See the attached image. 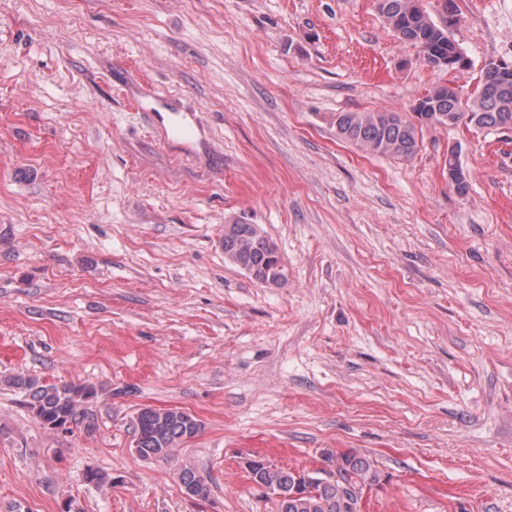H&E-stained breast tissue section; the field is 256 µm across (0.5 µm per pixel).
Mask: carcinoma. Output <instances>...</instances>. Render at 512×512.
<instances>
[{
  "label": "carcinoma",
  "instance_id": "obj_1",
  "mask_svg": "<svg viewBox=\"0 0 512 512\" xmlns=\"http://www.w3.org/2000/svg\"><path fill=\"white\" fill-rule=\"evenodd\" d=\"M380 14L395 36L418 48L423 60L431 65L447 60L445 67L460 72L468 65L458 66L453 57L457 44L448 31L460 22L455 0L449 18L436 21L421 5L420 0H381ZM457 116L455 125H471L488 132L512 123V70L499 72L495 61L483 67L482 84L468 102L453 86L436 85L413 108L412 116L400 112H338V138L373 154L399 159L413 157L422 145L423 128L448 125L445 116ZM224 261L247 271L261 284H279L286 279L277 245L257 224L235 220L224 225L221 239ZM21 390L24 403L32 417L43 427L58 430L66 427L87 435L96 432L98 388L86 382L65 381L44 383L35 376L16 374L0 380ZM202 424L189 412L174 408L143 407L134 419L135 448L144 460L169 461L174 449L201 431ZM325 461L339 473V479L316 483L301 489L297 495L277 501L278 512H360L365 493L377 481L375 461L354 452L327 454ZM262 484L277 490L294 484L290 470L276 465L258 470ZM180 490L192 491L207 500L211 495L212 479L191 464L178 471Z\"/></svg>",
  "mask_w": 512,
  "mask_h": 512
}]
</instances>
